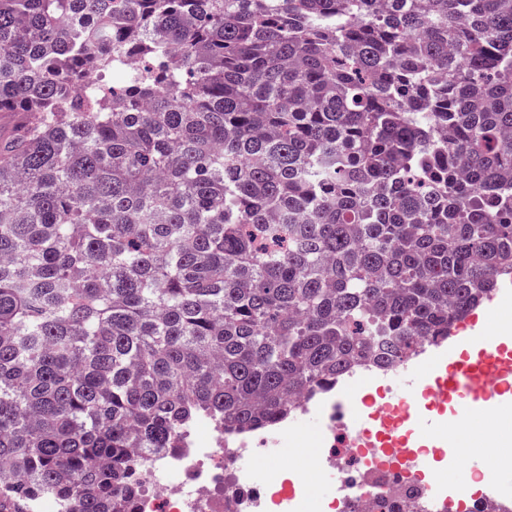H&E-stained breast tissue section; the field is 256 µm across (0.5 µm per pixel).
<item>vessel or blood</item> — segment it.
Listing matches in <instances>:
<instances>
[{
	"instance_id": "1",
	"label": "vessel or blood",
	"mask_w": 512,
	"mask_h": 512,
	"mask_svg": "<svg viewBox=\"0 0 512 512\" xmlns=\"http://www.w3.org/2000/svg\"><path fill=\"white\" fill-rule=\"evenodd\" d=\"M480 350L477 360L460 357L448 365V386L458 392L467 394L456 413L457 422H464L473 408L474 401L487 398L501 391L503 372V350L497 337H479Z\"/></svg>"
}]
</instances>
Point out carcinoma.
I'll return each instance as SVG.
<instances>
[{
	"label": "carcinoma",
	"instance_id": "obj_1",
	"mask_svg": "<svg viewBox=\"0 0 512 512\" xmlns=\"http://www.w3.org/2000/svg\"><path fill=\"white\" fill-rule=\"evenodd\" d=\"M0 112V512H128L512 275V0H0Z\"/></svg>",
	"mask_w": 512,
	"mask_h": 512
}]
</instances>
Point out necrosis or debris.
<instances>
[{"label": "necrosis or debris", "mask_w": 512, "mask_h": 512, "mask_svg": "<svg viewBox=\"0 0 512 512\" xmlns=\"http://www.w3.org/2000/svg\"><path fill=\"white\" fill-rule=\"evenodd\" d=\"M444 353V344L425 342L403 368H352L340 382L338 398L323 408L320 443L325 452L312 462L303 450L299 425L312 397L302 398L272 428L228 434L214 420L199 419L184 433L180 448L133 455L132 477L139 488L135 512H331L335 507L341 512H442L448 502V474L460 469L463 459L449 454L446 468L427 485L410 479L408 467H383L389 448L407 447L404 430L413 419L408 403L397 398L377 401L365 388L398 371L422 369ZM356 399L375 435L349 427L345 407ZM260 447L274 455L291 448L295 457L282 461L272 480L251 462L253 449ZM327 476L337 484V500L311 503L310 484Z\"/></svg>", "instance_id": "necrosis-or-debris-1"}]
</instances>
